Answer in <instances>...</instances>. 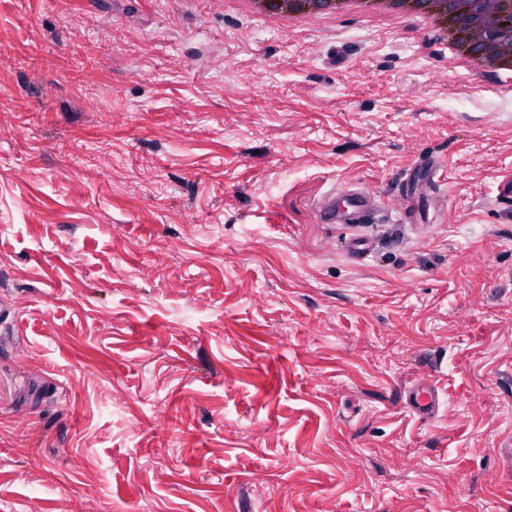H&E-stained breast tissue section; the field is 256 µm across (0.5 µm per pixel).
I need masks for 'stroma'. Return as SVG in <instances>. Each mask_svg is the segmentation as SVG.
I'll list each match as a JSON object with an SVG mask.
<instances>
[{"mask_svg": "<svg viewBox=\"0 0 512 512\" xmlns=\"http://www.w3.org/2000/svg\"><path fill=\"white\" fill-rule=\"evenodd\" d=\"M0 52V512H512V69L234 0H0ZM444 168V161L438 157H429L423 165L413 170L407 176V181H418L435 183V179H439V172ZM374 193L370 190L364 189L355 191L342 197L343 207L336 214V209L332 211L330 220L341 224H368L372 219H368L372 210L373 204L371 199ZM439 388L435 385L411 383L404 388L405 408L422 421L435 418L440 406Z\"/></svg>", "mask_w": 512, "mask_h": 512, "instance_id": "obj_1", "label": "stroma"}]
</instances>
